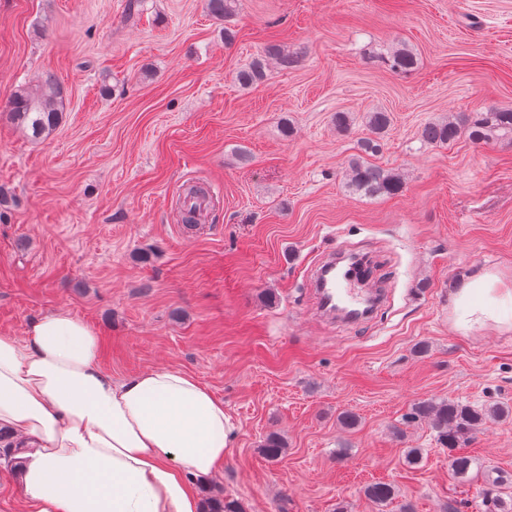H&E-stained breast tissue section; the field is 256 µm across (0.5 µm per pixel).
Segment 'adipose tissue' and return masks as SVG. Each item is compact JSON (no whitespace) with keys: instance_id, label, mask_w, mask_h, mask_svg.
<instances>
[{"instance_id":"obj_1","label":"adipose tissue","mask_w":512,"mask_h":512,"mask_svg":"<svg viewBox=\"0 0 512 512\" xmlns=\"http://www.w3.org/2000/svg\"><path fill=\"white\" fill-rule=\"evenodd\" d=\"M455 329L512 327V289L469 276ZM96 330L68 311L0 333V443L23 446L19 480L34 512H206L237 426L194 375L149 369L113 379Z\"/></svg>"}]
</instances>
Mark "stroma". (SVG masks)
Wrapping results in <instances>:
<instances>
[{"label":"stroma","mask_w":512,"mask_h":512,"mask_svg":"<svg viewBox=\"0 0 512 512\" xmlns=\"http://www.w3.org/2000/svg\"><path fill=\"white\" fill-rule=\"evenodd\" d=\"M128 2L0 0V332L25 339L63 309L98 332L113 378L197 377L237 425L212 494L244 512H483L485 479L512 475V419L463 445L482 477L462 480L406 417L431 398L512 407V330L450 320L477 270L512 289V134L433 147L420 130L512 109V0H239L227 22L206 0ZM269 42L294 66L241 87ZM402 46L418 64L395 73ZM47 72L64 112L35 139L7 105ZM379 110L392 124L369 161L402 175L393 197L347 186ZM195 185L210 201L188 234L178 203ZM344 245L376 247L390 285L358 324L313 311L312 273ZM376 481L397 501L369 503Z\"/></svg>","instance_id":"stroma-1"}]
</instances>
